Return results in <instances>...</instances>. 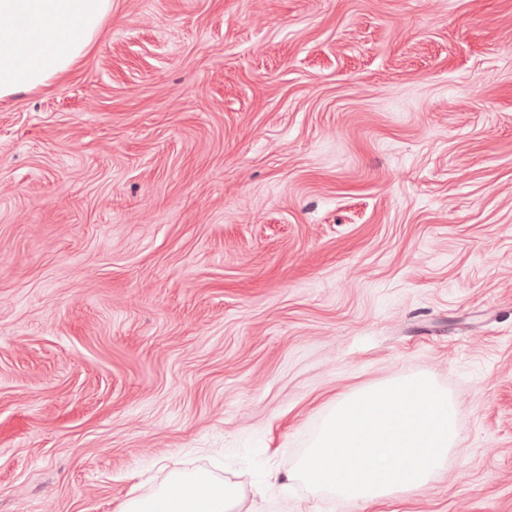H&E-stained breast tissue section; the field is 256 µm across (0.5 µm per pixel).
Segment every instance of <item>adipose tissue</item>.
Masks as SVG:
<instances>
[{
    "label": "adipose tissue",
    "instance_id": "obj_1",
    "mask_svg": "<svg viewBox=\"0 0 512 512\" xmlns=\"http://www.w3.org/2000/svg\"><path fill=\"white\" fill-rule=\"evenodd\" d=\"M112 0H0V98L50 84L85 55ZM236 485L204 471L174 473L120 512H234Z\"/></svg>",
    "mask_w": 512,
    "mask_h": 512
}]
</instances>
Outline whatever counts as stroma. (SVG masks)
Listing matches in <instances>:
<instances>
[{
    "mask_svg": "<svg viewBox=\"0 0 512 512\" xmlns=\"http://www.w3.org/2000/svg\"><path fill=\"white\" fill-rule=\"evenodd\" d=\"M429 375L445 469L373 507L297 465ZM512 512V0H112L0 100V512ZM238 500L236 485L204 471L177 472L151 496L126 500L120 512H233Z\"/></svg>",
    "mask_w": 512,
    "mask_h": 512,
    "instance_id": "1",
    "label": "stroma"
}]
</instances>
